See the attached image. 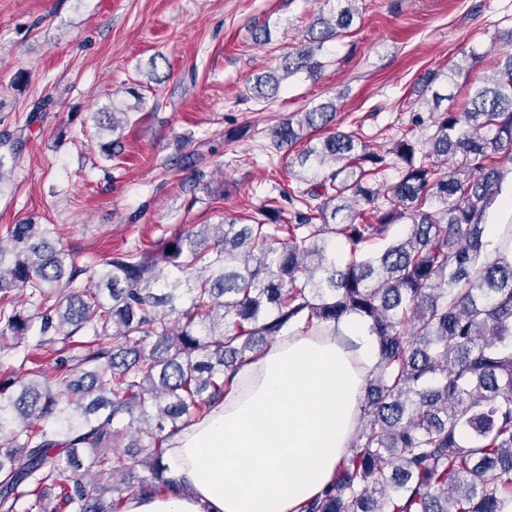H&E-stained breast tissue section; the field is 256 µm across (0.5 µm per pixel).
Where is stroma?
Listing matches in <instances>:
<instances>
[{
    "label": "stroma",
    "instance_id": "35a3bbf8",
    "mask_svg": "<svg viewBox=\"0 0 512 512\" xmlns=\"http://www.w3.org/2000/svg\"><path fill=\"white\" fill-rule=\"evenodd\" d=\"M316 0H0V135L21 148L0 187V237L56 224L59 246L97 263L157 250L195 224L247 223L296 179L272 127L320 104L339 130L387 150L431 71L482 53L491 69L512 0H359L321 74L246 99L304 33ZM269 41L257 40L260 26ZM126 113L116 134L94 116ZM203 180H196V172Z\"/></svg>",
    "mask_w": 512,
    "mask_h": 512
}]
</instances>
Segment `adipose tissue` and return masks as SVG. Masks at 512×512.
Masks as SVG:
<instances>
[{"label":"adipose tissue","instance_id":"ef3b65f1","mask_svg":"<svg viewBox=\"0 0 512 512\" xmlns=\"http://www.w3.org/2000/svg\"><path fill=\"white\" fill-rule=\"evenodd\" d=\"M376 357L374 336L348 320L278 340L171 439L172 491L130 498L123 512H300L348 452Z\"/></svg>","mask_w":512,"mask_h":512}]
</instances>
